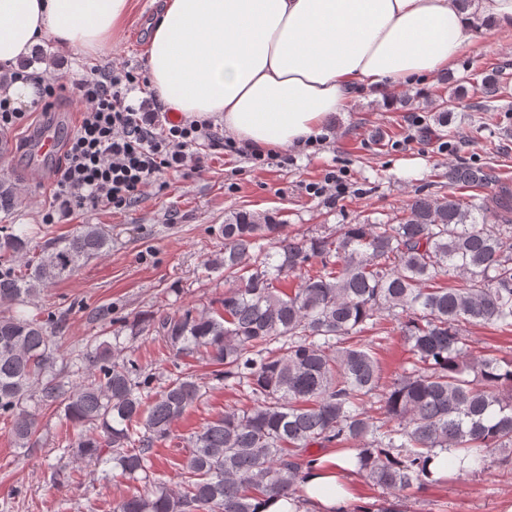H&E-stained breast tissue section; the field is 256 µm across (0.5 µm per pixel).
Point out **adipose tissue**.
<instances>
[{"instance_id": "ef3b65f1", "label": "adipose tissue", "mask_w": 512, "mask_h": 512, "mask_svg": "<svg viewBox=\"0 0 512 512\" xmlns=\"http://www.w3.org/2000/svg\"><path fill=\"white\" fill-rule=\"evenodd\" d=\"M129 0H0V75L42 40L101 51ZM512 29V0H162L146 66L164 108L223 123L259 151L300 147L361 94L453 68L478 26ZM356 460L319 456L298 501L258 512H354Z\"/></svg>"}]
</instances>
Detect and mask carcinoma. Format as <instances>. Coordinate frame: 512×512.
I'll list each match as a JSON object with an SVG mask.
<instances>
[{"mask_svg":"<svg viewBox=\"0 0 512 512\" xmlns=\"http://www.w3.org/2000/svg\"><path fill=\"white\" fill-rule=\"evenodd\" d=\"M498 83L482 78V111H498ZM492 179L483 167L452 166L448 196L420 193L395 224H338L327 236L291 237L271 216L236 212L220 228L224 252L204 263L228 283L220 307L147 320L174 352L173 369L153 372L122 355L118 329L69 383L62 317L22 307L106 254L111 238L83 224L40 246L27 228L4 230L0 301L16 310L0 316V417L28 448L39 413L59 410L81 427L77 456L104 476L154 487L113 512H256L262 497L298 499L314 446L356 452L358 474L391 492L439 483L429 463L441 452L448 469L478 473L492 450H512V357L474 353L464 327L512 330V187L489 199L457 190ZM18 203L17 183L0 176V212ZM293 275L297 288H279ZM449 275L458 286L439 284ZM387 318L400 325L412 368L382 389L373 346L355 338ZM197 355L252 405L190 435L173 490L154 472L153 448L205 394L184 362ZM372 402L376 417L366 414Z\"/></svg>","mask_w":512,"mask_h":512,"instance_id":"obj_1","label":"carcinoma"}]
</instances>
